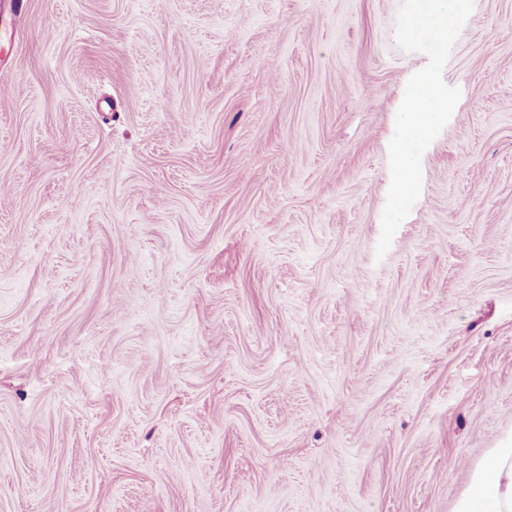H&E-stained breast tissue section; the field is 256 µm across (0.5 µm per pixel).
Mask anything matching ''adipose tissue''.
Wrapping results in <instances>:
<instances>
[{"label": "adipose tissue", "mask_w": 512, "mask_h": 512, "mask_svg": "<svg viewBox=\"0 0 512 512\" xmlns=\"http://www.w3.org/2000/svg\"><path fill=\"white\" fill-rule=\"evenodd\" d=\"M453 512H512V435L488 450Z\"/></svg>", "instance_id": "adipose-tissue-1"}]
</instances>
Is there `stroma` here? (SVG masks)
<instances>
[{"mask_svg":"<svg viewBox=\"0 0 512 512\" xmlns=\"http://www.w3.org/2000/svg\"><path fill=\"white\" fill-rule=\"evenodd\" d=\"M401 2L0 0V512H453L512 430V0L380 258Z\"/></svg>","mask_w":512,"mask_h":512,"instance_id":"1","label":"stroma"}]
</instances>
